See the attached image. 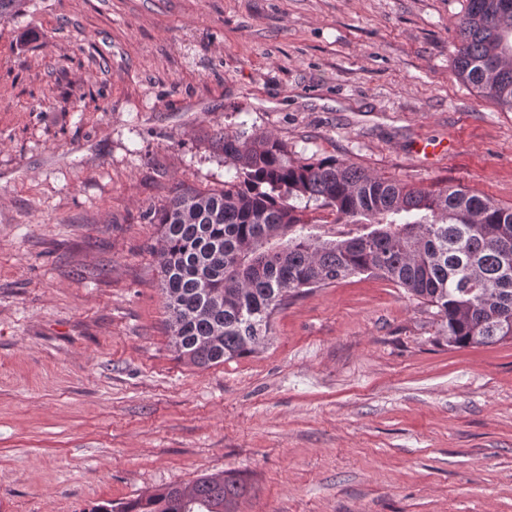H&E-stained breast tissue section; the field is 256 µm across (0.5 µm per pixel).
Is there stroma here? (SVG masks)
I'll return each mask as SVG.
<instances>
[{
    "label": "stroma",
    "mask_w": 512,
    "mask_h": 512,
    "mask_svg": "<svg viewBox=\"0 0 512 512\" xmlns=\"http://www.w3.org/2000/svg\"><path fill=\"white\" fill-rule=\"evenodd\" d=\"M467 0H26L0 19V512L203 474L227 512H512V342L455 348L382 278L289 299L257 353L179 357L155 211L268 133L512 206V112L454 72Z\"/></svg>",
    "instance_id": "1"
}]
</instances>
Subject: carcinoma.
Instances as JSON below:
<instances>
[{"mask_svg": "<svg viewBox=\"0 0 512 512\" xmlns=\"http://www.w3.org/2000/svg\"><path fill=\"white\" fill-rule=\"evenodd\" d=\"M456 28L457 77L512 112V0H468ZM219 141L235 170L224 189L178 191L154 216L179 356L207 367L251 355L288 299L357 275L436 308L450 347L512 341V206L460 186L409 189L336 158L293 159L271 134L226 131ZM312 202L334 223L362 218L370 231L322 239L307 231ZM241 489L201 476L91 512H224Z\"/></svg>", "mask_w": 512, "mask_h": 512, "instance_id": "obj_1", "label": "carcinoma"}]
</instances>
